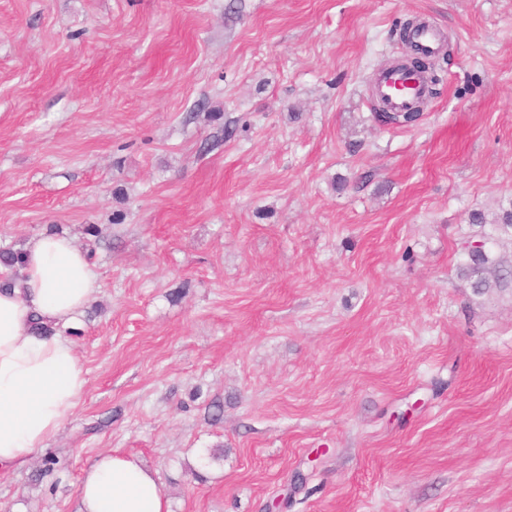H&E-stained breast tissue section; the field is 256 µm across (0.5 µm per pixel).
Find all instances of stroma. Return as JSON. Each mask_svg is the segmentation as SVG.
Masks as SVG:
<instances>
[{
	"instance_id": "obj_1",
	"label": "stroma",
	"mask_w": 512,
	"mask_h": 512,
	"mask_svg": "<svg viewBox=\"0 0 512 512\" xmlns=\"http://www.w3.org/2000/svg\"><path fill=\"white\" fill-rule=\"evenodd\" d=\"M420 21L432 97L379 124ZM511 209L512 0H0V251L101 283L0 512H79L114 451L169 512H512V298L462 254L512 262ZM439 32L435 28L424 25L412 33L411 40L415 50L422 55H432L439 46Z\"/></svg>"
}]
</instances>
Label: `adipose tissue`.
Returning a JSON list of instances; mask_svg holds the SVG:
<instances>
[{
	"label": "adipose tissue",
	"instance_id": "1",
	"mask_svg": "<svg viewBox=\"0 0 512 512\" xmlns=\"http://www.w3.org/2000/svg\"><path fill=\"white\" fill-rule=\"evenodd\" d=\"M99 291L85 251L51 235L29 242L20 279L0 287V468L21 467L46 448L81 403L86 374L58 330ZM80 499V512H167L154 475L118 453L89 467Z\"/></svg>",
	"mask_w": 512,
	"mask_h": 512
}]
</instances>
